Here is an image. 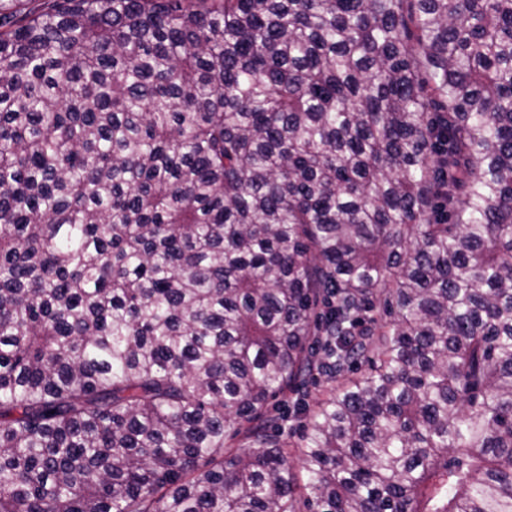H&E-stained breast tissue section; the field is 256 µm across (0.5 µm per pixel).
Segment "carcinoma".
<instances>
[{
    "mask_svg": "<svg viewBox=\"0 0 512 512\" xmlns=\"http://www.w3.org/2000/svg\"><path fill=\"white\" fill-rule=\"evenodd\" d=\"M315 371L308 512H512V0H0V512H300ZM327 386L326 378L316 374L314 377L307 378L297 390L288 392L286 397L274 401L271 407L272 414L286 417V421H279L278 427L270 429V432L275 434L279 440L288 441V461L299 475L301 487L306 483V478L304 473L299 472V448L296 446L302 436L306 411L313 408L323 397Z\"/></svg>",
    "mask_w": 512,
    "mask_h": 512,
    "instance_id": "cac0c4a2",
    "label": "carcinoma"
}]
</instances>
